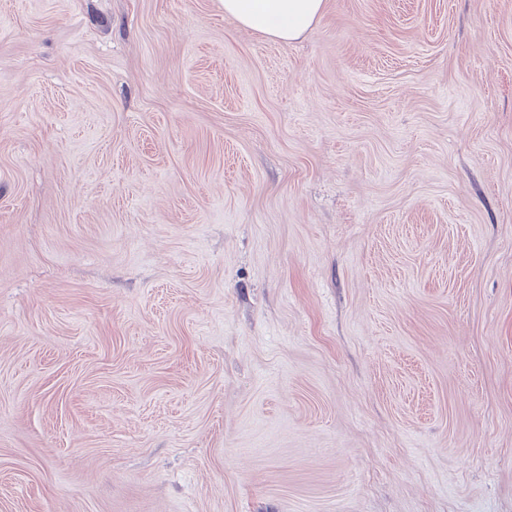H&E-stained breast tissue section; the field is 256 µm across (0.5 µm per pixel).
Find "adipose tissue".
Here are the masks:
<instances>
[{
	"instance_id": "1",
	"label": "adipose tissue",
	"mask_w": 512,
	"mask_h": 512,
	"mask_svg": "<svg viewBox=\"0 0 512 512\" xmlns=\"http://www.w3.org/2000/svg\"><path fill=\"white\" fill-rule=\"evenodd\" d=\"M224 13L242 26L281 42L305 34L321 14L324 0H222Z\"/></svg>"
}]
</instances>
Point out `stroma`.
I'll return each instance as SVG.
<instances>
[{"label":"stroma","mask_w":512,"mask_h":512,"mask_svg":"<svg viewBox=\"0 0 512 512\" xmlns=\"http://www.w3.org/2000/svg\"><path fill=\"white\" fill-rule=\"evenodd\" d=\"M0 512H512V0H0ZM224 14L242 26L281 42L305 34L321 14L324 0H221Z\"/></svg>","instance_id":"35a3bbf8"}]
</instances>
